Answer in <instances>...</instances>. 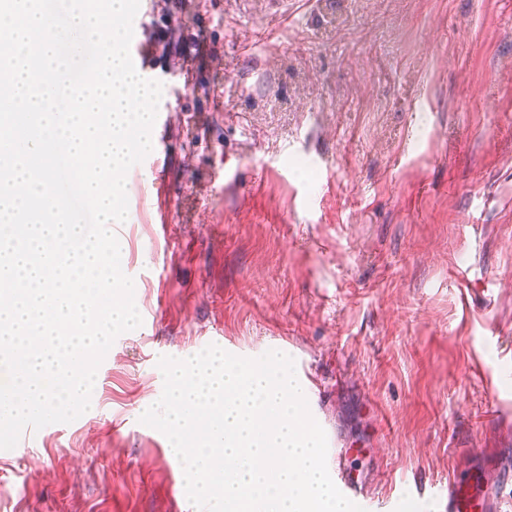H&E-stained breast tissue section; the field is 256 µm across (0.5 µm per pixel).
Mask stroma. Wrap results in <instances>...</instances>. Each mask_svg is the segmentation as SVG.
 I'll use <instances>...</instances> for the list:
<instances>
[{"mask_svg": "<svg viewBox=\"0 0 512 512\" xmlns=\"http://www.w3.org/2000/svg\"><path fill=\"white\" fill-rule=\"evenodd\" d=\"M159 178L113 225L142 324L0 512H196L158 361L281 351L391 512L484 458L512 512V0H140Z\"/></svg>", "mask_w": 512, "mask_h": 512, "instance_id": "obj_1", "label": "stroma"}]
</instances>
